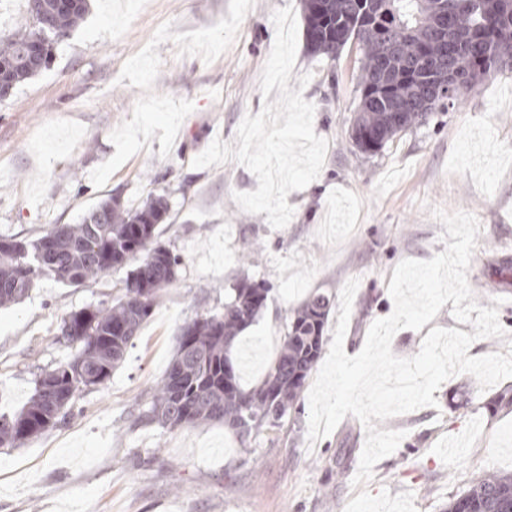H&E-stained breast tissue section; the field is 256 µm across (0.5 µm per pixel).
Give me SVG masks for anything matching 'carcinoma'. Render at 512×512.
Returning <instances> with one entry per match:
<instances>
[{
	"mask_svg": "<svg viewBox=\"0 0 512 512\" xmlns=\"http://www.w3.org/2000/svg\"><path fill=\"white\" fill-rule=\"evenodd\" d=\"M51 18L0 42V86L14 89L47 69L53 45L79 26L88 0H29ZM311 52L337 56L348 43L364 51L360 98L349 139L363 154L423 123L441 100L453 109L478 80L503 71L512 59V0H302ZM38 42L45 56L30 61L25 46ZM448 70L444 97L417 76ZM165 196L137 206L118 195L101 200L80 224H55L34 239H0V306L22 300L36 281L50 277L82 284L110 270L133 265L126 293L69 313L62 336L75 353L43 372L35 392L10 419L0 417V447L41 435L72 415L77 393L104 384L128 346L178 276L180 257L158 241L166 222ZM270 287L239 282L224 310L200 314L183 325L178 348L157 389L150 413L171 429L221 422L247 443L279 430L301 405L306 383L322 357L334 296L312 293L286 322L283 342L264 378L245 389L235 351L240 334L257 321ZM448 512H512V474L481 477L448 503Z\"/></svg>",
	"mask_w": 512,
	"mask_h": 512,
	"instance_id": "cac0c4a2",
	"label": "carcinoma"
}]
</instances>
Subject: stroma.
Listing matches in <instances>:
<instances>
[{
    "instance_id": "obj_1",
    "label": "stroma",
    "mask_w": 512,
    "mask_h": 512,
    "mask_svg": "<svg viewBox=\"0 0 512 512\" xmlns=\"http://www.w3.org/2000/svg\"><path fill=\"white\" fill-rule=\"evenodd\" d=\"M286 6L301 3L93 0L55 44L50 68L0 99V238L81 223L109 194L138 205L153 193L170 205L159 240L181 258L176 283L110 379L79 393L65 423L0 447V512H445L484 474L512 473V412L492 404L512 378L457 411L452 398L470 377L456 375L435 391L437 407L381 422L404 438L358 486L365 430L353 416L311 445L304 407L246 449L221 424L169 429L148 412L181 326L223 311L226 289L242 280L271 287L241 335L253 354L240 369L243 387L262 379L293 308L319 288L340 294L353 278L344 349L359 353L372 322L393 311L395 267L445 251L436 208L478 219L468 283L506 332L475 341L468 356L506 352L512 341V278L495 272L512 242V72L366 155L348 137L362 51L350 43L330 59L301 39L288 85L314 105L328 149L319 176L288 194L290 223L271 228L266 214L236 204L234 193L258 187L245 167H193L214 139L238 148L240 122L261 110L272 15ZM128 273L71 286L44 278L0 308V416L19 412L42 371L70 356L63 318L123 297Z\"/></svg>"
}]
</instances>
